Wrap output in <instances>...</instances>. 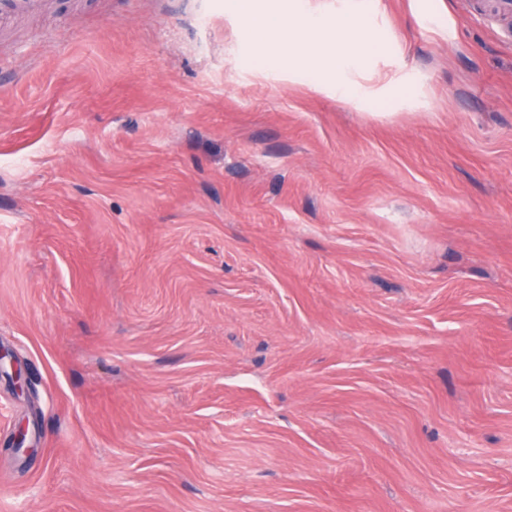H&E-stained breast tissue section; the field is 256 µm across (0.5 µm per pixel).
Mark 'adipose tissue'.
Here are the masks:
<instances>
[{
    "label": "adipose tissue",
    "mask_w": 512,
    "mask_h": 512,
    "mask_svg": "<svg viewBox=\"0 0 512 512\" xmlns=\"http://www.w3.org/2000/svg\"><path fill=\"white\" fill-rule=\"evenodd\" d=\"M289 22L278 29L280 53L286 58L289 66L299 69L309 77L313 89H320L319 74L328 65H335L338 80L336 94L345 100L357 99L361 88L350 79L353 72L362 70L365 65V55L361 49L348 42L341 43L334 57H326L315 45H302V33L317 31L322 27V20L311 13L304 0H291L288 6Z\"/></svg>",
    "instance_id": "1"
}]
</instances>
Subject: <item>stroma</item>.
<instances>
[{
	"label": "stroma",
	"instance_id": "obj_1",
	"mask_svg": "<svg viewBox=\"0 0 512 512\" xmlns=\"http://www.w3.org/2000/svg\"><path fill=\"white\" fill-rule=\"evenodd\" d=\"M307 2L0 23V512H512V0ZM232 10L258 31H267L270 28L269 19L257 7L255 0H230ZM288 5L289 23L280 26L279 45L282 58L288 59V68L293 67L309 76V85L315 90L321 88L318 75L333 59L336 67V95L345 100L357 99L361 87L348 79V75L360 71L365 65V55L361 49L348 42L341 43L335 55L327 58L315 45L309 44L304 49H298L303 32L318 31L322 28V20L311 13L303 0H292Z\"/></svg>",
	"mask_w": 512,
	"mask_h": 512
}]
</instances>
